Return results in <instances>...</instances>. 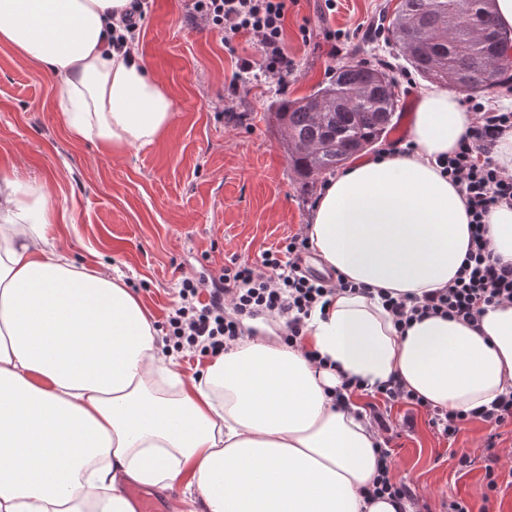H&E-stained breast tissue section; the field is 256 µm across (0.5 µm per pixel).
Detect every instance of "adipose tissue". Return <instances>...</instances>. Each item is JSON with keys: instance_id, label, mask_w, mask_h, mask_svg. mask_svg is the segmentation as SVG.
<instances>
[{"instance_id": "obj_1", "label": "adipose tissue", "mask_w": 512, "mask_h": 512, "mask_svg": "<svg viewBox=\"0 0 512 512\" xmlns=\"http://www.w3.org/2000/svg\"><path fill=\"white\" fill-rule=\"evenodd\" d=\"M128 0H0V43L57 80L69 132L112 153L159 141L174 102L137 53L109 49ZM465 93L422 88L410 150L381 149L328 177L306 228L328 269L390 296L448 286L469 217L438 157L473 122ZM42 185L0 178V512H135L131 483L181 485L172 512H396L366 501L377 437L342 377H395L434 407L469 411L512 388V303L478 326L429 317L397 332L379 297L336 292L300 342L244 320L184 375L120 276L77 265Z\"/></svg>"}]
</instances>
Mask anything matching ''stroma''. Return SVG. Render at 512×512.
<instances>
[{
    "instance_id": "1",
    "label": "stroma",
    "mask_w": 512,
    "mask_h": 512,
    "mask_svg": "<svg viewBox=\"0 0 512 512\" xmlns=\"http://www.w3.org/2000/svg\"><path fill=\"white\" fill-rule=\"evenodd\" d=\"M398 3L338 0L328 13L322 0H298L285 27V47L297 63L286 88L261 76L229 99L224 88L235 58L254 54L253 44L235 38L237 52L229 54L217 34L185 23L183 0H152L138 52L173 99L175 115L157 143L117 158L74 138L58 82L0 44V176L48 187L61 246L77 264L115 268L152 319L164 322L178 278L218 274L234 258L259 261L309 223L323 181L307 184L293 171L267 120L268 104L276 94L294 99L328 81L335 67L323 39L328 29L351 32L345 59L402 66L388 37L369 41L357 32L391 18ZM305 27L313 33L307 42ZM392 416L399 423L394 475L415 485L425 512H443L451 499L470 512H512V487L492 494L484 478L489 454L497 455L499 471L512 468L505 459L512 424L493 430L472 421L450 442L431 429L425 412L397 405ZM464 454L474 464L462 471Z\"/></svg>"
}]
</instances>
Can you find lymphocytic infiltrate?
Wrapping results in <instances>:
<instances>
[{
  "label": "lymphocytic infiltrate",
  "instance_id": "f902f5d3",
  "mask_svg": "<svg viewBox=\"0 0 512 512\" xmlns=\"http://www.w3.org/2000/svg\"><path fill=\"white\" fill-rule=\"evenodd\" d=\"M184 2L186 19L221 34L225 48H232L234 38L239 36L253 41L258 55L237 57L238 73L259 68L266 77L283 84L295 71V61L289 57L284 43L288 0ZM467 104L474 114L473 124L457 149L440 157L438 165L465 202L471 224L469 248L448 287L420 300L386 297L385 304L402 330L414 321L432 316L474 326L487 307L512 301V263L494 255L486 234L488 214L499 206L512 207V172H506L493 157L498 138L512 129V111L473 97L468 98ZM308 252V237L301 232L289 236L277 249L264 251L260 262L224 266L216 288L206 291L201 282L182 278L178 283V301L162 325L166 343L177 352L189 350L215 356L241 338L243 319L258 316L282 320L286 343L297 342L312 309L327 295L350 287L340 277L311 275L304 267ZM371 395L375 403L370 407L369 419L381 440L377 449L378 475L365 495L385 496L416 507L418 499L410 484L392 477L394 460L389 444L393 427L388 409L396 403L421 408L425 402L395 378L378 385ZM429 415L432 428L442 437L452 439L464 424L473 420L496 427L512 423V394L500 397L488 408L480 406L462 412L434 407L429 409Z\"/></svg>",
  "mask_w": 512,
  "mask_h": 512
}]
</instances>
